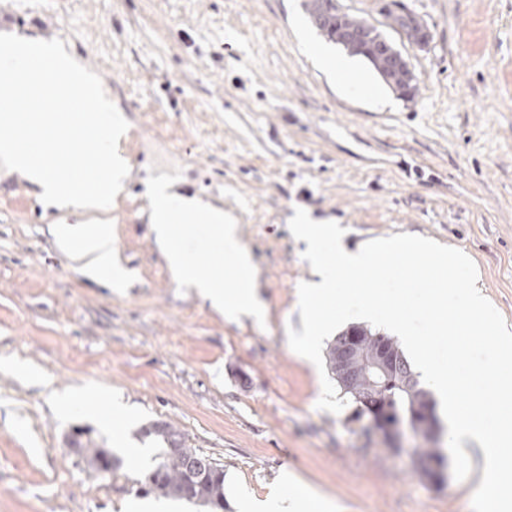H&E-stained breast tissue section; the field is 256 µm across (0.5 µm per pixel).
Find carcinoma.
<instances>
[{
	"instance_id": "1",
	"label": "carcinoma",
	"mask_w": 512,
	"mask_h": 512,
	"mask_svg": "<svg viewBox=\"0 0 512 512\" xmlns=\"http://www.w3.org/2000/svg\"><path fill=\"white\" fill-rule=\"evenodd\" d=\"M303 8L313 25L329 41H336V34L345 29L358 33V38L340 41L351 54L364 58L377 72L384 84L403 97H412L416 90V76L408 61L394 50L390 41L367 21L357 18L342 10L338 0H303ZM390 26L402 30L403 15L409 10L397 3V0L382 7ZM359 336L358 360L369 361L375 358L380 349H385L388 368L385 373L372 380L358 381L359 391L365 393L374 390L381 403L383 412L403 427L414 429L419 442L411 448V453L419 464L420 471H425L429 462L442 457L439 440L434 436L431 425L416 414L427 408H435L429 393L419 384L412 368L402 352L390 338L374 333L367 328L353 326L343 332ZM149 433L154 434L167 444L160 454L154 470L147 477L149 489L161 496L194 500L208 506L224 508V469L213 463V471L201 486L190 494L186 488V471L188 460L201 455L195 448L182 446L172 448V438L183 434L167 424L163 428L152 426ZM78 454L89 467L98 473L108 474L110 469L105 461L117 463L105 449L95 446L91 441L77 440Z\"/></svg>"
}]
</instances>
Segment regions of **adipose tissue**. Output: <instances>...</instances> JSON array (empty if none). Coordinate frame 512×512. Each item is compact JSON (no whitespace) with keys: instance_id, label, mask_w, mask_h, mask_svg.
Masks as SVG:
<instances>
[{"instance_id":"obj_1","label":"adipose tissue","mask_w":512,"mask_h":512,"mask_svg":"<svg viewBox=\"0 0 512 512\" xmlns=\"http://www.w3.org/2000/svg\"><path fill=\"white\" fill-rule=\"evenodd\" d=\"M43 64L64 75H77L76 86L95 111L89 116H66L45 109L31 125L0 128V171L36 185L48 204L76 214L75 223L54 225L53 233L64 249L75 254L80 273L108 288L119 282L121 269L110 230L96 224L93 216L107 212L126 178L128 161L119 144L127 122L114 111L110 94L64 42L24 35L0 37V68L11 73L10 80L0 82V112L13 111L23 94L39 102L47 94L61 92L59 84L31 80L32 70ZM78 142L88 145L90 155L103 158L102 176H94L89 168L64 171L54 167V160H66ZM147 194L156 241L178 284L193 289L225 317L262 318L265 302L258 268L242 241L236 218L200 197L177 193L164 178L149 181ZM220 266L229 271L223 281L213 275ZM282 481L287 494L263 501L243 500L239 512H324L325 505L313 487L288 471Z\"/></svg>"}]
</instances>
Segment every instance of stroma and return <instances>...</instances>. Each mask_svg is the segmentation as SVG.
<instances>
[{"label":"stroma","mask_w":512,"mask_h":512,"mask_svg":"<svg viewBox=\"0 0 512 512\" xmlns=\"http://www.w3.org/2000/svg\"><path fill=\"white\" fill-rule=\"evenodd\" d=\"M407 59L417 92L390 106L348 95L308 55L322 36L302 0H0V35L63 41L110 79L131 175L111 230L128 270L116 289L76 269L52 235L64 211L0 173V512H126L149 467L103 477L68 449L73 431L116 452L84 409L57 396L105 388L139 409L132 429L169 423L224 468V512L298 473L341 512H472L480 455L464 481L428 484L409 452L365 433L354 404L317 408L321 378L293 352L308 277L295 208L357 245L425 236L468 252L512 328V0H403L428 27L419 48L388 25L386 0H339ZM233 214L260 268L261 322L214 313L180 288L150 224L159 174ZM29 366L47 383L31 386Z\"/></svg>","instance_id":"35a3bbf8"}]
</instances>
